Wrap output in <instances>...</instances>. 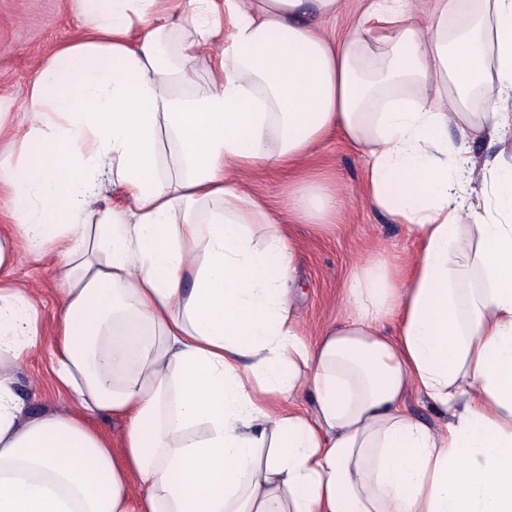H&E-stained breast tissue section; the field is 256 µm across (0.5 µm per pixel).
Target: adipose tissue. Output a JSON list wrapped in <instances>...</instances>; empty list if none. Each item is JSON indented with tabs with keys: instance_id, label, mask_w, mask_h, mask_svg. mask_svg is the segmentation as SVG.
I'll return each instance as SVG.
<instances>
[{
	"instance_id": "1",
	"label": "adipose tissue",
	"mask_w": 512,
	"mask_h": 512,
	"mask_svg": "<svg viewBox=\"0 0 512 512\" xmlns=\"http://www.w3.org/2000/svg\"><path fill=\"white\" fill-rule=\"evenodd\" d=\"M174 2L76 0L84 33L0 158L22 228L0 268L62 258L52 346L77 405L25 414L0 367V512H512V164L468 177L475 138L512 134V0H367L339 41L316 21L342 0ZM334 130L417 251L358 266L311 339L287 223H331L338 196L300 178L283 214L234 175ZM103 164L120 196L99 208ZM40 342L1 288L0 358ZM410 389L447 422L408 413ZM94 413L126 419L120 448Z\"/></svg>"
}]
</instances>
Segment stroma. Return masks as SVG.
I'll return each instance as SVG.
<instances>
[{
	"label": "stroma",
	"instance_id": "1",
	"mask_svg": "<svg viewBox=\"0 0 512 512\" xmlns=\"http://www.w3.org/2000/svg\"><path fill=\"white\" fill-rule=\"evenodd\" d=\"M83 24L72 0H0V110L5 111L6 132L24 120L30 85L62 44L77 40ZM368 159L341 135L329 136L295 170H264L237 173L244 191L281 206L290 182L313 175L335 188L341 196V211L333 224L292 225L299 256L295 286L300 319L309 336L339 318L346 285L356 265L380 259L405 268L416 245L403 227L389 215L374 209L365 194L364 175ZM60 264L50 255L21 257L10 269L0 270V284L20 286L34 294L39 308V326L46 341L14 370L15 390L30 414L44 411L71 412L68 393L55 388L52 378L53 348L48 338L60 315L57 288Z\"/></svg>",
	"mask_w": 512,
	"mask_h": 512
}]
</instances>
